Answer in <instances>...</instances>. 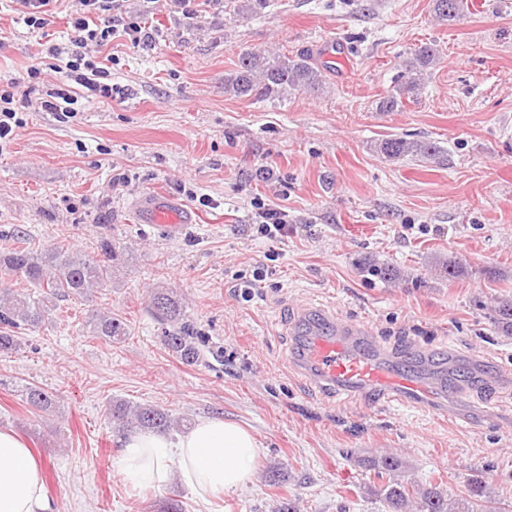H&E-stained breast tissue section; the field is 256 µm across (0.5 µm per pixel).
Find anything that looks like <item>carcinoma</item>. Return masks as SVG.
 <instances>
[{
  "label": "carcinoma",
  "instance_id": "obj_1",
  "mask_svg": "<svg viewBox=\"0 0 512 512\" xmlns=\"http://www.w3.org/2000/svg\"><path fill=\"white\" fill-rule=\"evenodd\" d=\"M433 12L440 22H457L464 16L466 0H432ZM437 56L430 45L420 47L406 65L405 81L378 103L381 112H396L403 106L404 97L421 89L422 76L427 74ZM331 70L328 61L317 62L304 53L286 54L270 51H247L239 54L236 69L224 77V93L235 97H258L285 100L301 91L320 88ZM379 152L395 161L406 156L422 159L440 157V147L428 140L391 136L377 144ZM0 274L16 277L38 288V294L0 291V353H13L21 348L16 329H41L53 301L69 297H87L97 288L112 281L114 266L93 256L57 246L46 252L30 246L0 250ZM154 313L162 324L163 341L171 355L186 365H194L202 357L205 338L195 322L186 315L182 304L172 295L156 292L151 296ZM87 333L105 342L120 343L129 335V325L117 313L94 312L84 325ZM26 403L48 411L56 396L36 384L23 386ZM109 412L118 425L130 429L168 431L182 425L181 420L163 409L151 405H133L114 399ZM388 512H512L501 506L479 486L478 497L444 494L433 488H409L404 480L391 478L383 488Z\"/></svg>",
  "mask_w": 512,
  "mask_h": 512
}]
</instances>
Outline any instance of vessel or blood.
<instances>
[{
    "instance_id": "1",
    "label": "vessel or blood",
    "mask_w": 512,
    "mask_h": 512,
    "mask_svg": "<svg viewBox=\"0 0 512 512\" xmlns=\"http://www.w3.org/2000/svg\"><path fill=\"white\" fill-rule=\"evenodd\" d=\"M301 363L308 374L328 387L374 388L403 404L434 397L430 387L420 381L414 362L393 365L353 330L329 325L307 336Z\"/></svg>"
}]
</instances>
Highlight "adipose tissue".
I'll use <instances>...</instances> for the list:
<instances>
[{
	"label": "adipose tissue",
	"mask_w": 512,
	"mask_h": 512,
	"mask_svg": "<svg viewBox=\"0 0 512 512\" xmlns=\"http://www.w3.org/2000/svg\"><path fill=\"white\" fill-rule=\"evenodd\" d=\"M258 454L249 430L215 417L196 422L175 439L129 432L114 464L131 488H161L176 477L209 504L251 482ZM0 512H57L47 493L42 462L9 428H0Z\"/></svg>",
	"instance_id": "obj_1"
}]
</instances>
